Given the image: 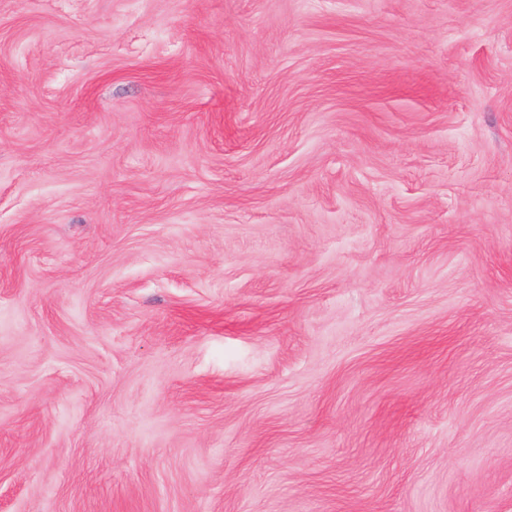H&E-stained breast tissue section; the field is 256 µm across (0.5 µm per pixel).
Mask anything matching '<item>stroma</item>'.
Instances as JSON below:
<instances>
[{"instance_id":"1","label":"stroma","mask_w":512,"mask_h":512,"mask_svg":"<svg viewBox=\"0 0 512 512\" xmlns=\"http://www.w3.org/2000/svg\"><path fill=\"white\" fill-rule=\"evenodd\" d=\"M0 512H512V0H0Z\"/></svg>"}]
</instances>
